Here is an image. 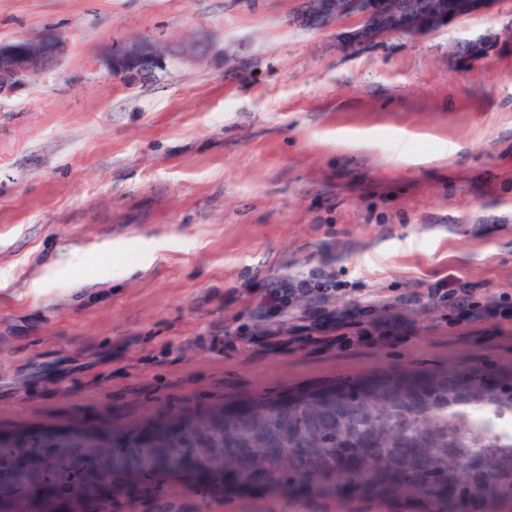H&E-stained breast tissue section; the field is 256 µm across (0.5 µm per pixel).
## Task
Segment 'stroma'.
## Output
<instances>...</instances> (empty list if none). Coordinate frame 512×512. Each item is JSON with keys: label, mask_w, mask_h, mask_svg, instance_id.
I'll return each mask as SVG.
<instances>
[{"label": "stroma", "mask_w": 512, "mask_h": 512, "mask_svg": "<svg viewBox=\"0 0 512 512\" xmlns=\"http://www.w3.org/2000/svg\"><path fill=\"white\" fill-rule=\"evenodd\" d=\"M304 0H0V43L53 30L0 91V431L124 427L387 370L512 369V319L428 288L512 295V0L347 48ZM163 52L150 80L113 50ZM482 46L472 62L460 42ZM323 270L328 302L258 318ZM353 315L361 338L302 332ZM297 339L266 346L263 327ZM112 512H408L374 498L215 492L183 478ZM152 62L155 66H162V57L148 42L137 43L127 48L114 50L109 58L108 69L115 76L143 62ZM325 275L320 272H313L309 276L301 278L294 283L283 281L274 288H268L264 294L259 317L264 316L263 310L267 308H277L282 312L288 309L290 301L296 297L312 296L316 293V297L320 301L326 300L331 296L330 289L321 288L319 280L324 279Z\"/></svg>", "instance_id": "obj_1"}]
</instances>
